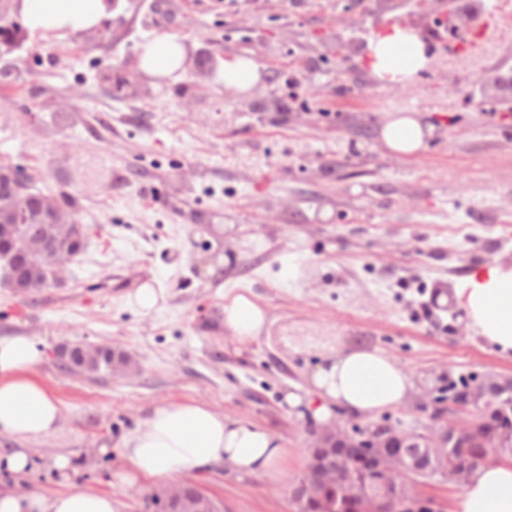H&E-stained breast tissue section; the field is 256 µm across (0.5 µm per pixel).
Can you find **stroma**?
<instances>
[{
    "label": "stroma",
    "instance_id": "1",
    "mask_svg": "<svg viewBox=\"0 0 512 512\" xmlns=\"http://www.w3.org/2000/svg\"><path fill=\"white\" fill-rule=\"evenodd\" d=\"M462 0H114L105 34L30 36L12 58L21 79L0 109V164L43 194L76 201L88 238L64 286H0V336L42 349L35 377L64 421L30 444L27 474L0 459V491L81 490L143 512L150 480L120 484L119 445L152 409L209 404L264 427L288 454L274 473L221 464L195 480L224 512H294L309 423L284 401L305 393L331 347L356 339L386 352L419 391L378 424L420 429L440 376L478 385L512 376V354L485 344L436 294L477 266L512 265V37L473 68L435 63L410 87H383L360 55L394 22L442 19ZM186 48L169 77L141 71L143 45ZM252 58L251 90L224 86V64ZM106 59L139 96L118 98L93 67ZM80 86L70 107L59 96ZM394 112L432 128L411 156L380 129ZM111 183V193L100 190ZM163 289L161 310L131 297ZM251 297L268 315L254 341L224 329V303ZM110 344L129 376L63 369V342ZM68 456L67 471L54 466Z\"/></svg>",
    "mask_w": 512,
    "mask_h": 512
}]
</instances>
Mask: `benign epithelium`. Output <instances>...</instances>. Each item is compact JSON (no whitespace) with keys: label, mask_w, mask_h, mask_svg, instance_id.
Segmentation results:
<instances>
[{"label":"benign epithelium","mask_w":512,"mask_h":512,"mask_svg":"<svg viewBox=\"0 0 512 512\" xmlns=\"http://www.w3.org/2000/svg\"><path fill=\"white\" fill-rule=\"evenodd\" d=\"M18 47L14 22L0 34V56ZM29 187L14 188L15 206L0 217V270L9 287L22 289L64 281L67 266L81 253L85 227L62 213L52 197H32ZM110 373L131 371L129 355L111 348ZM512 379L490 377L481 386L448 400L431 398L433 423L399 431L379 425L363 433L341 423L313 428L304 448L305 465L291 487L295 512L316 503L320 512H435L417 488L427 482L462 487L466 462L448 456L471 445L479 417L496 433L512 431ZM158 512H216L217 505L193 481L165 487L150 496Z\"/></svg>","instance_id":"obj_1"}]
</instances>
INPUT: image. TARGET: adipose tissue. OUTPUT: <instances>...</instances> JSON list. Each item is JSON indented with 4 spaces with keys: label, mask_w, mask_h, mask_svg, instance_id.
Instances as JSON below:
<instances>
[{
    "label": "adipose tissue",
    "mask_w": 512,
    "mask_h": 512,
    "mask_svg": "<svg viewBox=\"0 0 512 512\" xmlns=\"http://www.w3.org/2000/svg\"><path fill=\"white\" fill-rule=\"evenodd\" d=\"M17 8L30 32L81 34L112 16V0H19ZM183 46L175 37L159 36L143 47L142 65L154 75H169L183 61ZM363 57L372 78L383 86L408 85L427 69L433 53L422 31L393 23L370 38ZM380 135L397 153L412 155L425 146V126L407 112L391 114ZM452 298L476 336L503 354L512 353V267L485 263L458 281ZM266 311L240 294L224 306V327L239 342L256 339L266 328ZM43 353L24 336L0 337V437L11 447L0 448L10 469L26 472L27 443L43 439L61 426L58 399L34 377ZM312 398L286 396L290 407H305L318 426L333 420L334 409L365 420L399 407L417 386L397 361L359 341L338 343L335 351L310 376ZM496 462L472 469L453 512H512V432L494 441ZM127 470L123 483L140 479L172 482L230 462L247 473L279 468L285 450L267 429L231 421L208 406L174 403L152 411L142 428L121 444ZM0 512H123L109 494L71 491L55 496L36 492L0 496Z\"/></svg>",
    "instance_id": "obj_1"
}]
</instances>
